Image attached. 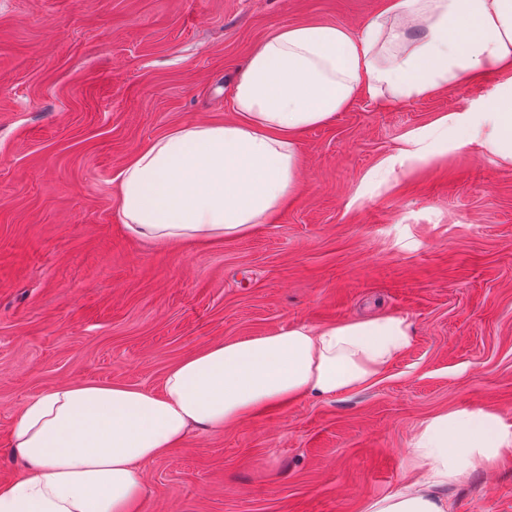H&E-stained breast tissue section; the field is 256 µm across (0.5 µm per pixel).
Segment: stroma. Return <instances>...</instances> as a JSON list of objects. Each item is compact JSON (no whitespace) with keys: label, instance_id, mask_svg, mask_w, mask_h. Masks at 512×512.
<instances>
[{"label":"stroma","instance_id":"stroma-1","mask_svg":"<svg viewBox=\"0 0 512 512\" xmlns=\"http://www.w3.org/2000/svg\"><path fill=\"white\" fill-rule=\"evenodd\" d=\"M384 0H0V481L14 414L74 381L160 390L222 340L407 318L415 343L368 388L196 432L143 467L140 512H363L396 489L418 426L483 407L512 422V167L474 151L380 181L404 136L464 112L497 71L398 102L360 95L297 138L296 190L242 238L133 239L117 176L188 122L233 119L272 29L361 33ZM512 512V453L445 489Z\"/></svg>","mask_w":512,"mask_h":512}]
</instances>
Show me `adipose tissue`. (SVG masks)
<instances>
[{
  "label": "adipose tissue",
  "mask_w": 512,
  "mask_h": 512,
  "mask_svg": "<svg viewBox=\"0 0 512 512\" xmlns=\"http://www.w3.org/2000/svg\"><path fill=\"white\" fill-rule=\"evenodd\" d=\"M496 69L491 96L407 134L386 174L478 147L512 166V0H387L361 35L330 23L273 31L234 89L235 116L176 126L119 173L118 210L156 245L249 235L293 194L297 135L326 124L359 94L398 101L437 94ZM414 337L405 317L297 323L192 353L161 392L72 382L29 400L11 423L22 461L0 482V512H138L142 465L247 415L302 396L331 398L378 380ZM512 450V424L485 408L439 412L417 428L408 476L363 512H453L436 489L466 482Z\"/></svg>",
  "instance_id": "ef3b65f1"
}]
</instances>
